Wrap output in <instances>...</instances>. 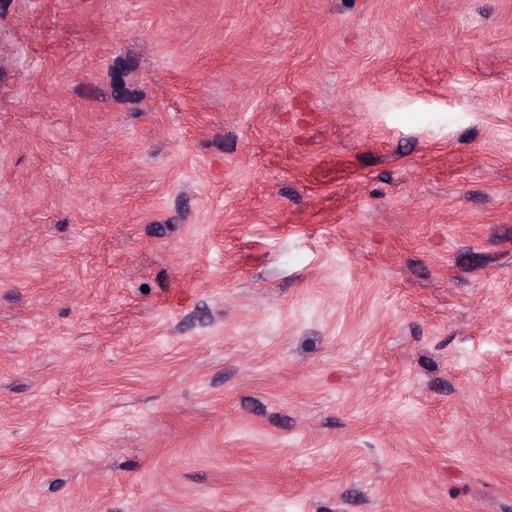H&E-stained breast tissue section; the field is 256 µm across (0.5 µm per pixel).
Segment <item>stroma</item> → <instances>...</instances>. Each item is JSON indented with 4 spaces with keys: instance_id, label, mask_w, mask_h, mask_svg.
Returning a JSON list of instances; mask_svg holds the SVG:
<instances>
[{
    "instance_id": "35a3bbf8",
    "label": "stroma",
    "mask_w": 512,
    "mask_h": 512,
    "mask_svg": "<svg viewBox=\"0 0 512 512\" xmlns=\"http://www.w3.org/2000/svg\"><path fill=\"white\" fill-rule=\"evenodd\" d=\"M0 512H512V0H0Z\"/></svg>"
}]
</instances>
